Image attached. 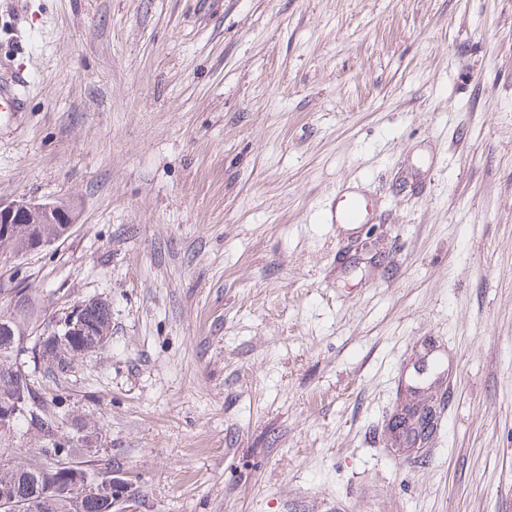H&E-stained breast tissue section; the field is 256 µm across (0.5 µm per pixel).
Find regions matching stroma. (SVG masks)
I'll return each instance as SVG.
<instances>
[{
	"label": "stroma",
	"mask_w": 512,
	"mask_h": 512,
	"mask_svg": "<svg viewBox=\"0 0 512 512\" xmlns=\"http://www.w3.org/2000/svg\"><path fill=\"white\" fill-rule=\"evenodd\" d=\"M17 82L0 200L78 222L0 308L108 304L23 369L122 512H512V0H0ZM327 224H366L369 221L368 202L360 196L342 194L338 203L325 213ZM100 302L102 301L98 299H89L73 307L63 320L56 323L51 330L41 334L38 353H36V345L30 348L32 351H30V358L33 359L35 365L39 362L44 364L46 371H50L53 374L64 373L68 371L74 359L78 357L76 355V347L84 342L92 344L96 337L102 336V333L96 334L94 330L97 331L99 329L110 334L112 330L110 309L108 305L105 303L100 304ZM88 306L90 308L85 309L84 319L90 323L94 330L83 319V309ZM48 336H53L56 342L68 339L71 336H78V338L76 343L68 339L63 343H57L52 346L46 344L41 348Z\"/></svg>",
	"instance_id": "stroma-1"
}]
</instances>
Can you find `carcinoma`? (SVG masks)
Segmentation results:
<instances>
[{"label": "carcinoma", "mask_w": 512, "mask_h": 512, "mask_svg": "<svg viewBox=\"0 0 512 512\" xmlns=\"http://www.w3.org/2000/svg\"><path fill=\"white\" fill-rule=\"evenodd\" d=\"M85 321L96 330L110 331L111 313L108 305L96 304L85 309ZM94 342L92 336H80L77 341L66 340L56 345L31 347L35 363L54 374L64 373L76 358L77 347ZM42 462H20L12 473L0 471V512H112V503L106 498L83 495L76 475H95L84 463L72 459L70 441L58 439L52 446L38 449Z\"/></svg>", "instance_id": "carcinoma-1"}]
</instances>
